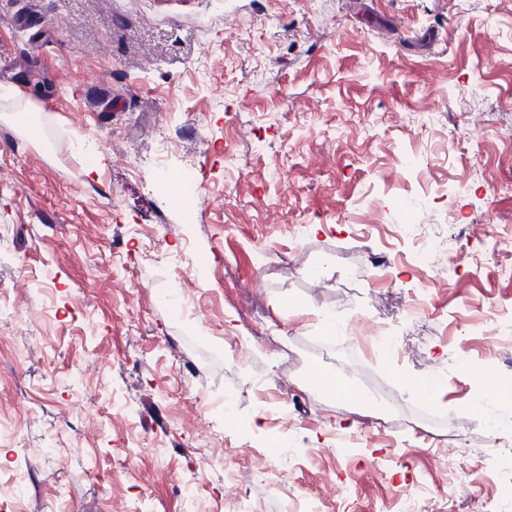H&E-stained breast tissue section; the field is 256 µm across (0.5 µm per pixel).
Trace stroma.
<instances>
[{
    "mask_svg": "<svg viewBox=\"0 0 512 512\" xmlns=\"http://www.w3.org/2000/svg\"><path fill=\"white\" fill-rule=\"evenodd\" d=\"M11 92L0 506L512 512V0H0ZM322 389L337 398L347 400L351 405H358V393L340 377L321 375L319 380Z\"/></svg>",
    "mask_w": 512,
    "mask_h": 512,
    "instance_id": "stroma-1",
    "label": "stroma"
}]
</instances>
